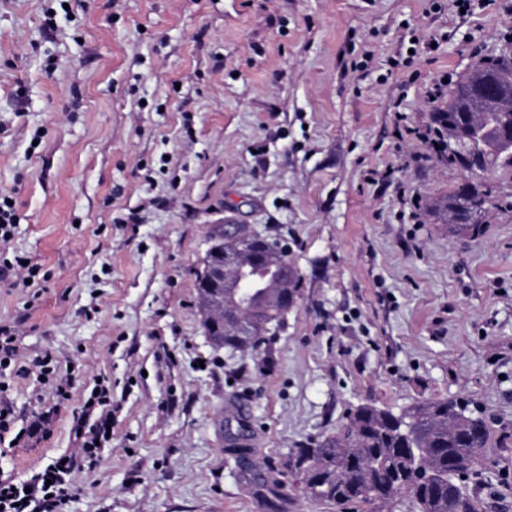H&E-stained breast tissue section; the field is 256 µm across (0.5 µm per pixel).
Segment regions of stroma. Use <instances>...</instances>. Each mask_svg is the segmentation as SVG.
<instances>
[{
    "mask_svg": "<svg viewBox=\"0 0 512 512\" xmlns=\"http://www.w3.org/2000/svg\"><path fill=\"white\" fill-rule=\"evenodd\" d=\"M512 53V0H0V193L20 216L0 261L18 361L72 369L55 407L0 371L18 425L0 477L69 453L83 401L112 388V439L66 512L347 510L302 493L298 448L351 409L478 405L466 481L512 512V172L471 174L428 136L445 94ZM488 194L456 230L443 203ZM218 224L288 243L295 306L260 356L212 346L196 274Z\"/></svg>",
    "mask_w": 512,
    "mask_h": 512,
    "instance_id": "35a3bbf8",
    "label": "stroma"
}]
</instances>
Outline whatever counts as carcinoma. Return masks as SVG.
Segmentation results:
<instances>
[{"instance_id": "cac0c4a2", "label": "carcinoma", "mask_w": 512, "mask_h": 512, "mask_svg": "<svg viewBox=\"0 0 512 512\" xmlns=\"http://www.w3.org/2000/svg\"><path fill=\"white\" fill-rule=\"evenodd\" d=\"M482 81L476 86L465 79L441 110L438 124L443 130L475 139L481 150L472 156L447 155L448 162L487 172L511 170L512 155L499 143L512 134V112L494 104L478 127L469 117L476 96L488 97L494 89L512 81V58L480 62ZM487 203L475 185H465L448 194L446 210L450 224H476ZM238 308L255 315L256 336L242 346L261 353L262 334L279 323L284 312L269 303L263 288H248ZM467 408L448 401L425 400L395 414L371 404L356 407L348 416L345 430L313 447L296 449L288 459V470L313 500L333 506L341 503L386 504L407 492L418 512H486L467 488L458 484L453 463L466 447L469 424L458 423Z\"/></svg>"}]
</instances>
